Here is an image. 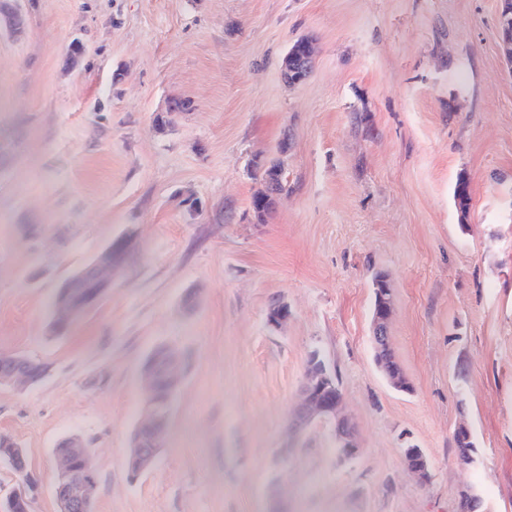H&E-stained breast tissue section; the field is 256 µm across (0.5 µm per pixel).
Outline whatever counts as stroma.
I'll return each instance as SVG.
<instances>
[{
    "mask_svg": "<svg viewBox=\"0 0 512 512\" xmlns=\"http://www.w3.org/2000/svg\"><path fill=\"white\" fill-rule=\"evenodd\" d=\"M18 6L23 35L0 31V353L46 372L24 390L0 385V433L41 485L31 512H57L53 454L72 436L98 475L95 512H458L468 486L485 512H512V65L499 0ZM302 37L314 66L291 87L281 61ZM258 156L283 165L261 219ZM120 239L107 295L52 337V299ZM377 271L394 290L406 391L375 359ZM160 346L181 359L180 384L155 464L135 476L143 367ZM315 354L356 422L363 451L344 461L328 422L288 436ZM462 422L478 450L468 468ZM413 445L428 482L406 469Z\"/></svg>",
    "mask_w": 512,
    "mask_h": 512,
    "instance_id": "35a3bbf8",
    "label": "stroma"
}]
</instances>
